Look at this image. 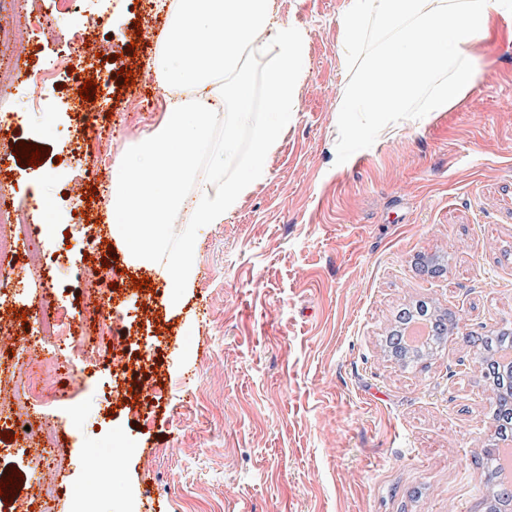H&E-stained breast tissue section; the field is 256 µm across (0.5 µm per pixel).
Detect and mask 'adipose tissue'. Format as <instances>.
Segmentation results:
<instances>
[{
	"label": "adipose tissue",
	"instance_id": "ef3b65f1",
	"mask_svg": "<svg viewBox=\"0 0 512 512\" xmlns=\"http://www.w3.org/2000/svg\"><path fill=\"white\" fill-rule=\"evenodd\" d=\"M511 14L512 0H347L336 114L384 121L448 111L481 76L485 44ZM306 54L305 33L279 19L276 0H171L153 66L168 87L198 96L168 100L154 133L114 171L112 237L135 262L165 255L174 287L192 286L195 227L223 223L264 180L297 110ZM253 60L264 61L261 72L251 70ZM259 108L268 120L255 121ZM219 123L220 141L213 135ZM248 124L253 135L243 156L239 131ZM202 153L211 165L199 166ZM175 209L186 213L187 226L171 247L164 226Z\"/></svg>",
	"mask_w": 512,
	"mask_h": 512
}]
</instances>
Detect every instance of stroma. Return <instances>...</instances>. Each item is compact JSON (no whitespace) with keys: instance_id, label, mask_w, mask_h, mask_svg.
<instances>
[{"instance_id":"1","label":"stroma","mask_w":512,"mask_h":512,"mask_svg":"<svg viewBox=\"0 0 512 512\" xmlns=\"http://www.w3.org/2000/svg\"><path fill=\"white\" fill-rule=\"evenodd\" d=\"M276 6L307 37L298 111L265 180L224 223L200 225L196 279L179 290L164 257L133 265L109 247L106 221L115 166L164 110L122 75L150 68L164 0H106L99 57L60 70L43 110L27 111L24 88L60 48L41 42L0 61V113H17L44 148L40 165L17 162L19 132L0 129L13 174L0 185L14 201L40 188L58 221L37 245L34 286L7 299L27 319L0 341V388H25L39 281L83 263L78 212L96 220L100 249L121 270L108 290L114 345L130 361L147 345L155 361L146 399L108 410L111 367L79 357L81 385L51 380L48 399L19 410L61 440L46 459L0 437V475L21 474L33 512H81L90 482L107 490L92 512H485L475 458L495 429L480 362L459 336L512 328V44L489 45L482 78L450 111L382 132L354 113L359 136L341 135L345 0ZM144 19L151 29L137 33ZM89 78L86 112L71 110L67 98ZM91 170L92 198L67 195L65 183ZM435 255L448 258L444 276L415 271L417 257ZM138 277L148 286L135 287ZM419 299L455 314L460 333L407 370L381 337L395 309ZM78 406L81 432L70 427ZM47 481L57 493L43 501Z\"/></svg>"}]
</instances>
